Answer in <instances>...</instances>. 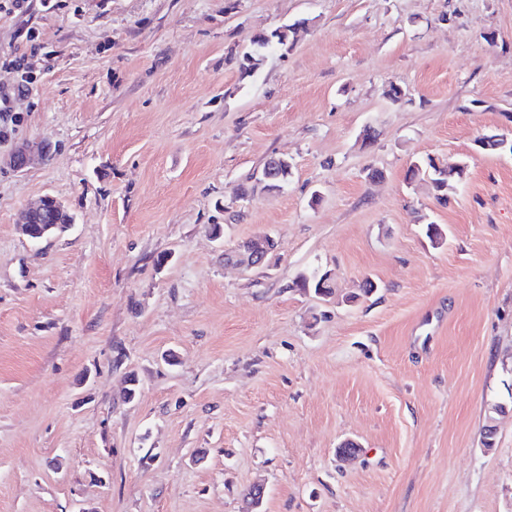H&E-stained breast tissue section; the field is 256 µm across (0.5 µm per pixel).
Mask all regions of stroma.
<instances>
[{
    "label": "stroma",
    "instance_id": "stroma-1",
    "mask_svg": "<svg viewBox=\"0 0 512 512\" xmlns=\"http://www.w3.org/2000/svg\"><path fill=\"white\" fill-rule=\"evenodd\" d=\"M0 91V512H512V151L478 144L512 137V0H28ZM427 157L465 166L447 204ZM48 193L74 222L33 243ZM304 21L293 25L279 26L269 31L258 33L250 45L241 52L231 53V61L235 60L241 79L252 77L264 64L267 53L272 48L288 49L297 28ZM49 152V147L44 144L36 146V152L34 145L29 142L20 143L14 150L11 156V164L17 171L24 170L29 166L35 159V153L38 156H45ZM276 249V242L268 234L252 238L248 241L246 252H240L238 247L230 253H225V259L236 265L253 267L265 262Z\"/></svg>",
    "mask_w": 512,
    "mask_h": 512
}]
</instances>
